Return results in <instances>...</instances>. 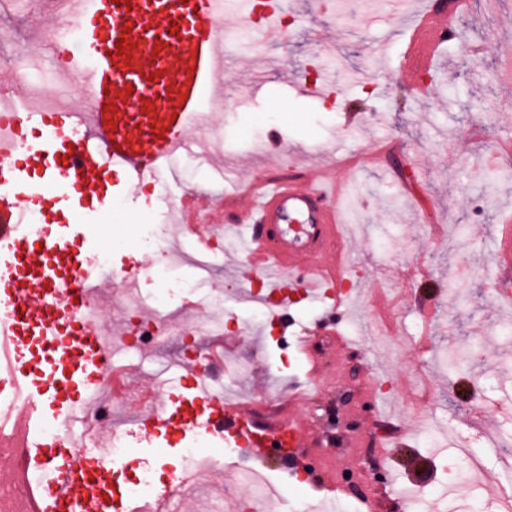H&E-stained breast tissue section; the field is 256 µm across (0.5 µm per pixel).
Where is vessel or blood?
Listing matches in <instances>:
<instances>
[{"label": "vessel or blood", "instance_id": "b4317fda", "mask_svg": "<svg viewBox=\"0 0 512 512\" xmlns=\"http://www.w3.org/2000/svg\"><path fill=\"white\" fill-rule=\"evenodd\" d=\"M462 2L431 0L408 26L406 76L430 67L438 47L455 39ZM248 7L266 38L283 37L284 0H249ZM66 13L62 39L76 51L65 68L80 77L92 106L43 108L13 98L0 116V399L16 401L8 414L14 424L49 423L61 437L82 425L95 447L89 464L65 448L43 451L41 439H33L29 460L46 477L32 485L28 512H133L117 479L119 461L97 425L85 421L97 397H121L128 369L106 356L103 329L73 305L72 287L99 292L91 256L106 245L101 227L113 199L133 185L173 178L176 159L193 148L191 133L205 122V105L221 96L224 0H79ZM122 36L129 44L123 57L115 52ZM118 169L126 183L113 181ZM329 179L325 171L261 179L249 191L250 206L227 204V222L248 231L239 270L260 280L280 321L288 319L296 287L322 290L333 310L344 308L339 289L350 258L337 246L343 212ZM207 208L193 194L178 204L189 224ZM32 210L40 216L35 225L26 220ZM495 262L499 273H512L511 225L503 228ZM194 387L179 405L161 398L139 420L156 455H165L161 442L178 425L227 448L288 449L290 467L298 466L308 435L297 411L303 392L289 399L287 414L261 420L213 395L208 382ZM195 480L194 472L173 471L156 512H166L169 496Z\"/></svg>", "mask_w": 512, "mask_h": 512}]
</instances>
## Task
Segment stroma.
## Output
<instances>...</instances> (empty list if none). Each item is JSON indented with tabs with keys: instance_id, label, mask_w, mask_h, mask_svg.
<instances>
[{
	"instance_id": "obj_1",
	"label": "stroma",
	"mask_w": 512,
	"mask_h": 512,
	"mask_svg": "<svg viewBox=\"0 0 512 512\" xmlns=\"http://www.w3.org/2000/svg\"><path fill=\"white\" fill-rule=\"evenodd\" d=\"M425 2L353 0L322 12L317 0H288L292 20L277 42L257 30L238 38L241 24L228 16L224 98L198 134L224 157L223 173L198 156L181 159L174 180L138 185L112 213L113 223L132 227L113 266L148 268L139 277L142 302L152 304L164 288L174 291L173 308L201 302L223 319L236 357L249 361V371L216 378L214 389L246 404L264 397L270 408L287 407L289 388L307 379L293 350H280L275 338L304 331L329 340L319 391L299 408L313 436L307 480L291 476L278 454L246 457L288 487L265 512H290L299 498L324 502L321 464L341 481L367 453L382 475L371 493L374 512H407L402 493L409 488L420 491L422 512H497L502 492L512 490V457L486 441L512 432V338L496 331L512 309L496 305L494 263L501 221L512 213V156L492 170L480 164L512 141V81L495 73L496 60L512 59V0L492 11L472 0L459 38L439 49L429 70L430 97L419 98L400 60L405 16ZM54 11V0H0V100L29 96L35 85L53 97L78 96L56 64L66 50L49 35ZM15 54L27 59L31 83L15 79L8 65ZM310 63L327 96L302 93ZM296 163L328 166L351 189L344 204L357 226V250L345 283L347 313L328 315L325 299L299 291L287 325L272 323L251 299L253 285L239 277L236 259L220 250L207 276L189 266L153 275L168 242L195 249L175 212L183 195L208 199L202 221L220 224L226 198L247 204L239 192L245 177H289ZM116 360L133 366L129 413L143 411L158 390L179 393L188 384L175 337ZM346 391L354 397L340 414L356 428L344 434L328 425L324 407ZM127 442L139 455L126 480L147 468L161 488L182 466L180 434L170 436L162 460L145 453L138 427ZM460 444L483 460L472 486L457 473Z\"/></svg>"
}]
</instances>
